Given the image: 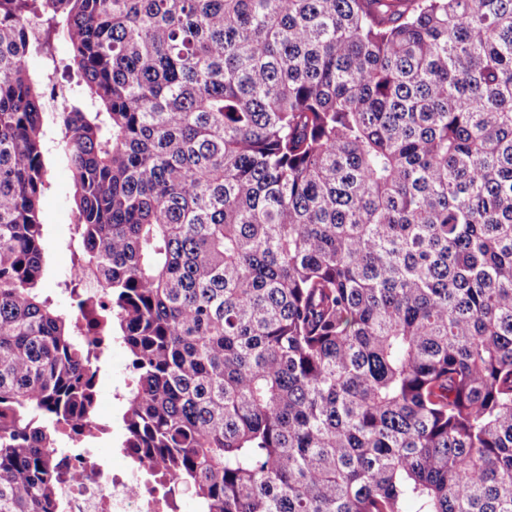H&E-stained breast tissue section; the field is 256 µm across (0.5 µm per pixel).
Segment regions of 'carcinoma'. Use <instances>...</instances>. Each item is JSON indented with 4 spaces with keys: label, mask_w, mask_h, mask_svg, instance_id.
Segmentation results:
<instances>
[{
    "label": "carcinoma",
    "mask_w": 512,
    "mask_h": 512,
    "mask_svg": "<svg viewBox=\"0 0 512 512\" xmlns=\"http://www.w3.org/2000/svg\"><path fill=\"white\" fill-rule=\"evenodd\" d=\"M114 341L197 512H512V0H0V512ZM49 181L51 186L42 200V222L45 224L48 263L45 288L47 293L61 301L62 309L68 310V301L61 296L57 283L69 271L72 262L69 242L71 224H75L76 221V211L71 200V172L67 160L61 154L50 153Z\"/></svg>",
    "instance_id": "obj_1"
}]
</instances>
